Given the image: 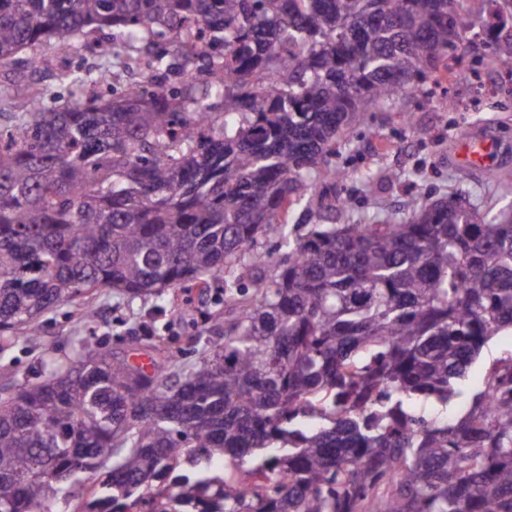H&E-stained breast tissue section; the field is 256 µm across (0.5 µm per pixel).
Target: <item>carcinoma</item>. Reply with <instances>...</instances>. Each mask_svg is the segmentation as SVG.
Segmentation results:
<instances>
[{
    "label": "carcinoma",
    "mask_w": 512,
    "mask_h": 512,
    "mask_svg": "<svg viewBox=\"0 0 512 512\" xmlns=\"http://www.w3.org/2000/svg\"><path fill=\"white\" fill-rule=\"evenodd\" d=\"M508 16L512 0H0V66L107 29L103 54L138 44L148 68L110 96L86 92L104 74L64 71L80 96L55 109L13 85L0 352L100 288L219 285L232 314L175 381L81 349L0 396V512H44L103 469L83 512H512V356L464 416L411 409L448 403L512 330V213L450 198L338 224L352 199L333 196L290 224L317 175L346 179L337 137L396 94L439 68L512 74ZM269 235L288 260L258 250Z\"/></svg>",
    "instance_id": "1"
}]
</instances>
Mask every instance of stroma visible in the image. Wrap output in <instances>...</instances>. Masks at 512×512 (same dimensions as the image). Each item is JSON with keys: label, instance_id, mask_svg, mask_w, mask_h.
I'll list each match as a JSON object with an SVG mask.
<instances>
[{"label": "stroma", "instance_id": "stroma-1", "mask_svg": "<svg viewBox=\"0 0 512 512\" xmlns=\"http://www.w3.org/2000/svg\"><path fill=\"white\" fill-rule=\"evenodd\" d=\"M44 68L39 73L0 67V84L24 76L44 95L47 105L70 92L56 74L62 66L73 71L111 72L112 65L89 50L66 51L55 44L39 48ZM486 88L477 109L452 112L442 93L433 98L400 93L381 105L368 127L343 135L336 160L349 164V177L336 191L355 197L356 204L342 214L348 224H379L385 218L408 216L414 205L458 193L480 211L499 212L512 206V192L505 194L484 175L466 174L453 163L457 142L465 135L486 136L498 144L493 166L512 182V80L495 70L481 71ZM371 186H364V178ZM94 311L86 320L85 311ZM223 296L211 294L192 301L181 291L128 300L107 289L84 294L47 310L37 321L38 341L0 352V391L44 379L48 363L74 358L79 347L111 350L113 356L189 366L218 340L210 321L223 318ZM512 356V333L502 332L489 341L479 359L458 383V394L448 405L418 400L415 410L452 419L468 410L473 397L484 388L488 369Z\"/></svg>", "mask_w": 512, "mask_h": 512}]
</instances>
